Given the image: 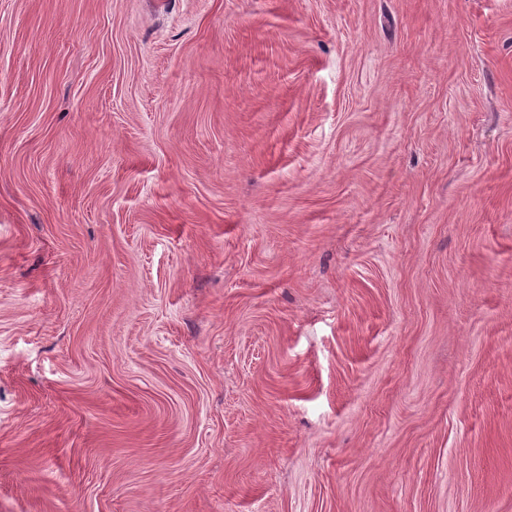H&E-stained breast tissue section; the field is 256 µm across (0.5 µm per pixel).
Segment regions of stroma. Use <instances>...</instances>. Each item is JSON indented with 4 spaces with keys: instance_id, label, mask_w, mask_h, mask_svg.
<instances>
[{
    "instance_id": "obj_1",
    "label": "stroma",
    "mask_w": 512,
    "mask_h": 512,
    "mask_svg": "<svg viewBox=\"0 0 512 512\" xmlns=\"http://www.w3.org/2000/svg\"><path fill=\"white\" fill-rule=\"evenodd\" d=\"M0 512H512V0H0Z\"/></svg>"
}]
</instances>
